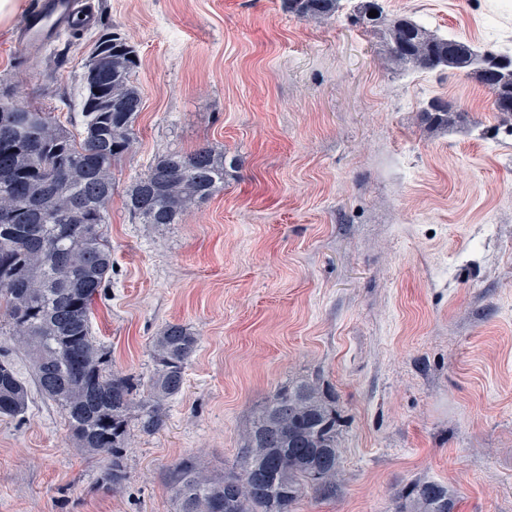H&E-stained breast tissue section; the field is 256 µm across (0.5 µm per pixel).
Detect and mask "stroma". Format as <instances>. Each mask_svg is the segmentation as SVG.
I'll return each mask as SVG.
<instances>
[{
  "label": "stroma",
  "instance_id": "1",
  "mask_svg": "<svg viewBox=\"0 0 512 512\" xmlns=\"http://www.w3.org/2000/svg\"><path fill=\"white\" fill-rule=\"evenodd\" d=\"M33 2L0 24V93L79 127L90 35L29 61L12 34ZM379 2L384 22L512 47V0ZM354 6L315 23L282 0H97L139 50L144 107L113 168L115 269L92 332L141 386L166 324L199 346L164 427L131 425L121 488L39 393L0 418V512H175L173 462L223 473L255 413L301 380L336 413L341 467L335 495L295 512H396L420 481L447 486L454 512H512V134L485 87L392 62ZM433 98L464 123L425 131ZM205 143L238 161L223 190L181 223H131L127 186Z\"/></svg>",
  "mask_w": 512,
  "mask_h": 512
}]
</instances>
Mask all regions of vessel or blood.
<instances>
[{
  "label": "vessel or blood",
  "instance_id": "obj_1",
  "mask_svg": "<svg viewBox=\"0 0 512 512\" xmlns=\"http://www.w3.org/2000/svg\"><path fill=\"white\" fill-rule=\"evenodd\" d=\"M89 0H36L24 26L16 33L15 43L25 54L43 51L59 31L92 22Z\"/></svg>",
  "mask_w": 512,
  "mask_h": 512
}]
</instances>
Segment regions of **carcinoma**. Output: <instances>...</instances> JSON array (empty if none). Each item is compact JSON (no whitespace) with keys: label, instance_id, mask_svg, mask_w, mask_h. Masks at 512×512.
<instances>
[{"label":"carcinoma","instance_id":"carcinoma-1","mask_svg":"<svg viewBox=\"0 0 512 512\" xmlns=\"http://www.w3.org/2000/svg\"><path fill=\"white\" fill-rule=\"evenodd\" d=\"M338 0H284L288 12L320 22L336 14ZM378 0H359L360 23L375 26ZM387 45L402 67L464 73L487 88L496 109L512 115V52L487 54L501 62L481 65L466 42L441 38L400 19ZM89 53L112 70L98 89L84 83L81 130L72 132L49 112H0V335L24 349L39 393L65 415L70 439L85 451L110 457L104 479L115 489L126 479L124 448L130 422L147 434L165 423L166 402L179 395L199 337L185 324H167L151 341L154 375L140 389L112 369L95 339L92 307L112 279V249L104 232L115 182L112 167L130 149L143 109L134 76L140 57L120 30L102 28ZM465 113L451 106L421 112L430 132L446 131ZM19 132L4 136V122ZM224 149L202 145L156 156L125 191L134 224H179L184 213L224 189ZM29 383L0 363V416L22 415ZM340 464L336 415L316 383L278 389L244 432L236 464L208 474L192 456L175 462L169 483L177 512H294L306 494L336 493ZM323 482L313 486L316 473ZM397 512H453L448 487L418 482L400 495Z\"/></svg>","mask_w":512,"mask_h":512}]
</instances>
